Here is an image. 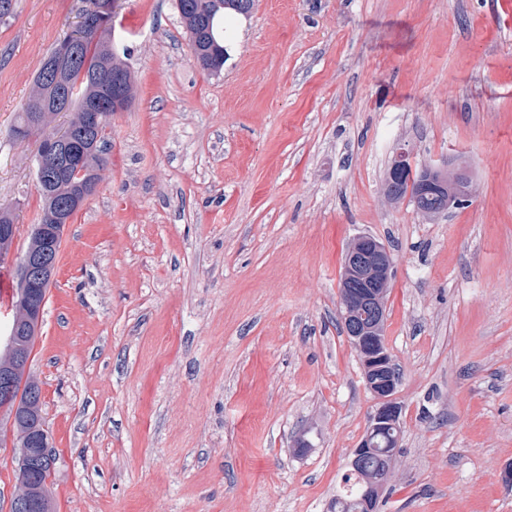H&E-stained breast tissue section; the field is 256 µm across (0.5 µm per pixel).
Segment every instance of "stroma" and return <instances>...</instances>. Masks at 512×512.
Here are the masks:
<instances>
[{
    "instance_id": "obj_1",
    "label": "stroma",
    "mask_w": 512,
    "mask_h": 512,
    "mask_svg": "<svg viewBox=\"0 0 512 512\" xmlns=\"http://www.w3.org/2000/svg\"><path fill=\"white\" fill-rule=\"evenodd\" d=\"M82 0L0 22V206L41 213L9 136ZM134 98L62 238L31 369L57 512H329L374 407L340 327L347 245L391 250L396 478L378 512H512V0H256L221 71L176 0H118ZM460 157L472 203L387 204L399 144ZM309 448L299 453L296 440Z\"/></svg>"
}]
</instances>
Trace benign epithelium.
Returning <instances> with one entry per match:
<instances>
[{
	"mask_svg": "<svg viewBox=\"0 0 512 512\" xmlns=\"http://www.w3.org/2000/svg\"><path fill=\"white\" fill-rule=\"evenodd\" d=\"M81 33L74 35L56 55L46 58L41 66L42 87L56 92L49 99H34L35 115L31 123L42 148L38 156L39 174L48 175L49 160L57 152L73 144L70 133L60 132L45 121L51 111L64 107V88L67 70L79 56L84 33L92 28L91 16L79 14ZM129 79L112 73V63L104 64L98 75L92 77L91 87L96 95L89 98L79 123L84 127L83 141L77 144V151L84 155L94 151L97 144L99 115L105 111H120L130 94ZM406 180L414 200L424 195L442 196L440 213L444 214L460 204H469L477 192L468 170L448 161L430 164L416 169L411 151L399 146L386 173V182ZM96 186L87 187L83 194L75 196L67 204H61L44 224L35 225V230L45 239L53 240V252L43 255L25 253L16 267L20 281V297L28 309L26 324L10 323L0 335V346L11 349L14 337L39 336L48 290L58 268V244L64 229L71 220L68 212L82 207ZM393 259L389 248L377 238L362 234L357 236L345 253L343 262V282L340 284L339 317L348 327L347 337L362 357L363 371L368 390L374 399V408L369 414L367 427L360 442L352 449L349 467L357 469L361 459L378 446L377 436L385 431L401 433V406L396 393L400 385V375L394 367L385 336L386 295L391 286ZM32 456L41 458L48 465L46 477H51L54 466L49 451V433L39 432L36 445L22 451L19 461V474L26 475L27 460ZM41 494L38 487L22 482L13 499L30 509L32 494Z\"/></svg>",
	"mask_w": 512,
	"mask_h": 512,
	"instance_id": "benign-epithelium-1",
	"label": "benign epithelium"
}]
</instances>
